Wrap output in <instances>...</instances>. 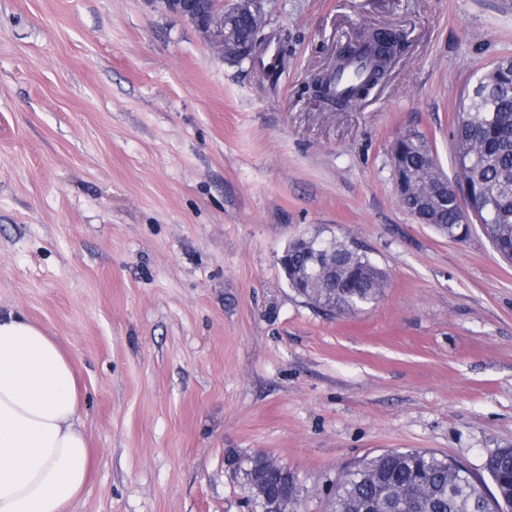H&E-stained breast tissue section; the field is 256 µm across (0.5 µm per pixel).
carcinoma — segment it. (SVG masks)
Returning a JSON list of instances; mask_svg holds the SVG:
<instances>
[{"label":"carcinoma","instance_id":"obj_1","mask_svg":"<svg viewBox=\"0 0 512 512\" xmlns=\"http://www.w3.org/2000/svg\"><path fill=\"white\" fill-rule=\"evenodd\" d=\"M378 42L371 40L345 49V61L367 59L366 80L376 74ZM499 62L480 78V87L467 96L457 115L455 181L448 197L426 211L427 223L448 229L462 239L469 228L458 216L460 193L470 186L482 202L483 229L495 250L512 260V58ZM427 138L411 130L400 140L404 162L415 181L433 178L423 146ZM336 252L348 263L352 286L310 291L298 296L331 315L352 312L380 299L387 277L364 250L351 251L340 240ZM493 489L479 496V485L467 466L432 450L389 449L368 455L344 472L328 495V512H512L501 497L512 500V448H500L482 466Z\"/></svg>","mask_w":512,"mask_h":512}]
</instances>
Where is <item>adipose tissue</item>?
I'll return each instance as SVG.
<instances>
[{
  "instance_id": "obj_1",
  "label": "adipose tissue",
  "mask_w": 512,
  "mask_h": 512,
  "mask_svg": "<svg viewBox=\"0 0 512 512\" xmlns=\"http://www.w3.org/2000/svg\"><path fill=\"white\" fill-rule=\"evenodd\" d=\"M81 406L56 339L0 310V512H72L89 478Z\"/></svg>"
}]
</instances>
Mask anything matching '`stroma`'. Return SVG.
<instances>
[{
  "label": "stroma",
  "instance_id": "35a3bbf8",
  "mask_svg": "<svg viewBox=\"0 0 512 512\" xmlns=\"http://www.w3.org/2000/svg\"><path fill=\"white\" fill-rule=\"evenodd\" d=\"M278 80L152 0H0V307L70 357L92 453L74 512H247L228 460L285 463L325 512L363 456L481 473L512 448V263L403 210L390 149L456 118L512 57V0H262ZM403 49L358 106L306 84L365 30ZM363 245L382 297L329 315L289 288L293 236ZM320 231L328 232V230H326L325 228H318V229H315L313 232H309V231L302 232L289 240L288 244L286 245L285 249L283 250L281 257L279 258L281 268L286 277H288V257H289V255L296 253V252L307 251V249H309L312 245L315 244V242L318 238V232H320Z\"/></svg>",
  "mask_w": 512,
  "mask_h": 512
}]
</instances>
